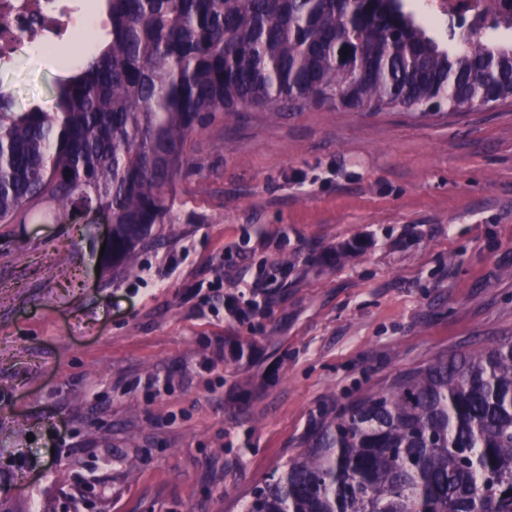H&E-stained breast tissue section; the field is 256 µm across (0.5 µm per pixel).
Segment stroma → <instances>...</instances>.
Segmentation results:
<instances>
[{
	"mask_svg": "<svg viewBox=\"0 0 512 512\" xmlns=\"http://www.w3.org/2000/svg\"><path fill=\"white\" fill-rule=\"evenodd\" d=\"M61 74L23 44L0 92L49 108ZM186 150L132 271L99 266L107 214L0 224L19 512H240L336 407L512 336V103L208 112Z\"/></svg>",
	"mask_w": 512,
	"mask_h": 512,
	"instance_id": "35a3bbf8",
	"label": "stroma"
}]
</instances>
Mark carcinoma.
Instances as JSON below:
<instances>
[{"mask_svg":"<svg viewBox=\"0 0 512 512\" xmlns=\"http://www.w3.org/2000/svg\"><path fill=\"white\" fill-rule=\"evenodd\" d=\"M109 28L51 109L0 93V224L112 213V269L171 223L185 145L240 106L464 110L512 99V43L444 48L405 0H104ZM347 54H342V48ZM246 512H512V336L336 409Z\"/></svg>","mask_w":512,"mask_h":512,"instance_id":"cac0c4a2","label":"carcinoma"}]
</instances>
